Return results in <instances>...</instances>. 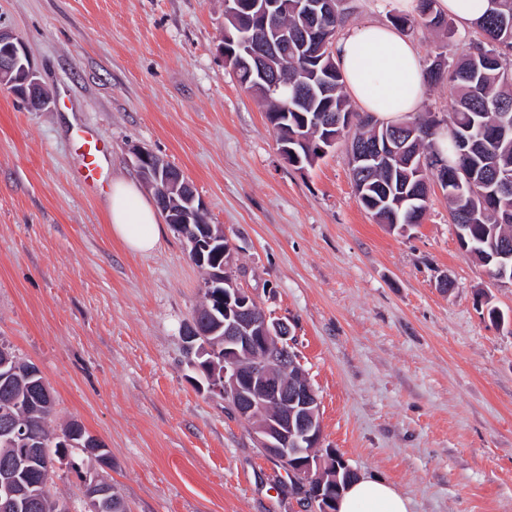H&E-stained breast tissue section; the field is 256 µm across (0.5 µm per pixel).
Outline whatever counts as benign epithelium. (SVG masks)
<instances>
[{
    "label": "benign epithelium",
    "mask_w": 512,
    "mask_h": 512,
    "mask_svg": "<svg viewBox=\"0 0 512 512\" xmlns=\"http://www.w3.org/2000/svg\"><path fill=\"white\" fill-rule=\"evenodd\" d=\"M305 15L315 22L300 29L295 39L304 46L324 50L328 39L324 36L327 24L336 17V0H301ZM224 9L236 18L237 27L245 33L244 52L231 57L232 70L253 80L255 89L265 92L288 83V70L277 69L279 58L275 46L266 34L275 31L278 40L288 39L285 30H274L278 23L276 0H224ZM0 88L29 99L42 109L51 98L37 78L23 42L9 31L0 28ZM415 132L396 131L385 136L383 142L365 148L360 144L350 150L351 167L359 172L365 167H383L390 160L407 154L410 161L423 167V159L412 147ZM138 171L149 180H163L158 197L160 207L169 206L170 198L178 195L186 207L171 210L170 223L180 230L196 221L198 213L206 210L199 197L182 174L163 158L148 152L134 153ZM189 254L198 266L205 264V253L214 240L198 234L187 237ZM234 253L224 250V289L214 298L224 302V369L222 384L210 386L209 392L220 393L232 405L237 416L251 426L252 433L267 456L288 468V473L301 479L309 491L312 506H321L322 512H332L331 491L342 490L340 474L350 477L355 471L347 464L335 466L332 475H325L330 457L321 453V421L316 391L303 378L290 382L280 373L288 361H298L294 350L295 334L290 325L261 310L247 290L235 283L230 269ZM487 262L494 263L489 270L497 281L512 283V248L503 245L492 251ZM112 489L95 479L85 496L84 512H106Z\"/></svg>",
    "instance_id": "7a95c632"
}]
</instances>
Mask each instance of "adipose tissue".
Returning <instances> with one entry per match:
<instances>
[{
    "label": "adipose tissue",
    "mask_w": 512,
    "mask_h": 512,
    "mask_svg": "<svg viewBox=\"0 0 512 512\" xmlns=\"http://www.w3.org/2000/svg\"><path fill=\"white\" fill-rule=\"evenodd\" d=\"M348 97L384 123H397L420 108L425 77L415 47L392 26L347 25L334 47ZM113 237L128 249L147 253L161 235L162 213L137 182L114 178L104 200ZM337 512H409V502L391 483L358 475L336 504Z\"/></svg>",
    "instance_id": "ef3b65f1"
}]
</instances>
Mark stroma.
I'll list each match as a JSON object with an SVG mask.
<instances>
[{"mask_svg": "<svg viewBox=\"0 0 512 512\" xmlns=\"http://www.w3.org/2000/svg\"><path fill=\"white\" fill-rule=\"evenodd\" d=\"M49 109L0 90V342L34 364L112 461L131 512H313L223 398L191 381L184 325L203 276L165 225L151 253L108 230L112 178L140 174V146L178 167L235 248L232 274L272 317L294 323L320 400L322 447L377 473L411 512H512V285L460 246L432 188L421 224L375 223L346 143L296 169L218 46L224 0H0ZM422 64L479 41L415 26ZM107 145L90 190L73 133ZM453 282L438 286L441 274ZM58 461L54 494L83 510V473Z\"/></svg>", "mask_w": 512, "mask_h": 512, "instance_id": "obj_1", "label": "stroma"}]
</instances>
